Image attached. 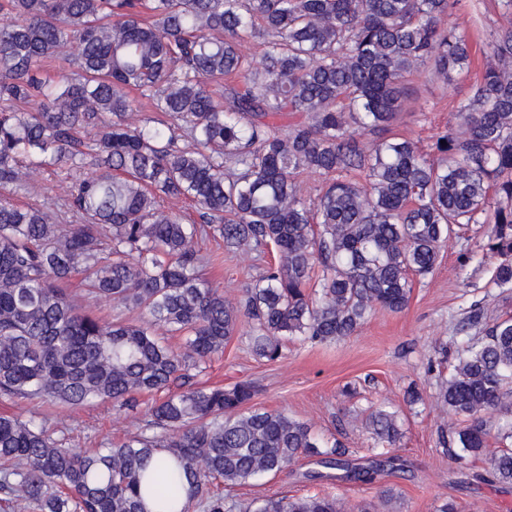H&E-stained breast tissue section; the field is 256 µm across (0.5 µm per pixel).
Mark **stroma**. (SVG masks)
Returning a JSON list of instances; mask_svg holds the SVG:
<instances>
[{
  "label": "stroma",
  "instance_id": "obj_1",
  "mask_svg": "<svg viewBox=\"0 0 512 512\" xmlns=\"http://www.w3.org/2000/svg\"><path fill=\"white\" fill-rule=\"evenodd\" d=\"M462 3L471 16L463 28L473 46L477 73L489 62L485 38L489 29L498 25L500 9L497 0ZM476 73L452 83L429 77L415 79L412 96L393 122V133L428 151L437 133L454 124L459 106L473 97L478 86ZM75 178L67 164H59L34 177L30 192L17 193L13 201L63 214L65 192ZM482 238V228L475 226L467 238L450 242L435 271L415 280L410 302L402 312L376 311L356 335L341 342L318 346L287 342L283 358L276 362L253 356L247 336L235 337L206 371L196 376V385L254 382L259 388L254 406L285 412L307 422L325 438L347 441L359 458L373 455L374 450L361 424L352 421V412L373 403H393L404 422V437L396 453L406 464L405 472L371 483H348L338 487V494L350 504L370 505L377 503L384 486L391 485L400 494L394 504L396 512H434L440 497L454 499L461 512H512V488L486 482L482 461L460 466L444 453L440 428L452 424L453 419L437 405V380L426 373L427 363L439 346H455L456 326L470 302L484 301L494 317L512 315V292L493 288L491 277L497 259L479 249ZM466 247L472 248L473 257L463 267L458 255ZM199 249L211 259L201 269L203 280L229 299L265 266L256 253L228 254L212 240L201 242ZM412 385L423 392L424 404H405L404 392ZM154 400V395L141 394L136 406L120 409L109 401L74 407L24 400L13 403L0 398V414L38 416L59 443L92 450L103 439L120 442L144 431ZM313 467V462L302 456L289 472L236 487L229 495L245 504L268 497L311 495L320 487L306 482L302 475Z\"/></svg>",
  "mask_w": 512,
  "mask_h": 512
}]
</instances>
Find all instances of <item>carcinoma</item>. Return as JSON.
<instances>
[{"label":"carcinoma","mask_w":512,"mask_h":512,"mask_svg":"<svg viewBox=\"0 0 512 512\" xmlns=\"http://www.w3.org/2000/svg\"><path fill=\"white\" fill-rule=\"evenodd\" d=\"M0 0V398L79 406H131L163 394L148 431L89 452L64 448L31 418L0 416V491L14 509L41 512H356L333 493L242 506L212 492L275 476L305 455L308 481L371 482L403 470L379 453L362 463L303 421L256 408V386H189L211 358L249 327L259 359L283 342L342 341L378 309L398 313L413 278L473 224L500 257L492 282L512 291V0L489 32L477 91L457 115L463 130L439 134L432 153L399 136L367 145L400 110L411 77L450 82L468 72L472 47L460 23L442 19L459 0ZM260 40L261 67L245 53ZM45 79L41 62L66 50ZM242 85L215 100L212 83ZM138 91L183 123L135 122ZM291 118L277 127L275 120ZM94 131L88 139L84 133ZM82 172L62 224L7 193L57 162ZM327 178L313 198L296 176ZM184 199L198 218L162 208ZM277 262L236 302L199 274L198 239ZM140 309L135 322L102 323L79 311L65 282ZM183 332L174 350L156 327ZM438 399L459 421L441 438L451 461L481 458L491 481L512 485V317L490 320L474 301ZM374 448L403 437L398 411L369 408ZM498 449L488 453L490 441ZM189 484L186 505L158 486Z\"/></svg>","instance_id":"cac0c4a2"}]
</instances>
